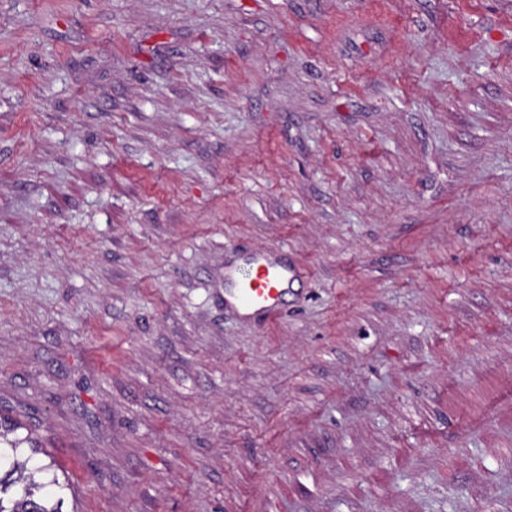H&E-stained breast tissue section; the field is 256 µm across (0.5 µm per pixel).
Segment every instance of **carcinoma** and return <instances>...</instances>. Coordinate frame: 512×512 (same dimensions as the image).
I'll use <instances>...</instances> for the list:
<instances>
[{
  "label": "carcinoma",
  "mask_w": 512,
  "mask_h": 512,
  "mask_svg": "<svg viewBox=\"0 0 512 512\" xmlns=\"http://www.w3.org/2000/svg\"><path fill=\"white\" fill-rule=\"evenodd\" d=\"M14 419H0V512H63L68 484L43 450Z\"/></svg>",
  "instance_id": "cac0c4a2"
}]
</instances>
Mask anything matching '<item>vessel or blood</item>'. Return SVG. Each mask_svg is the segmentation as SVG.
Listing matches in <instances>:
<instances>
[{
    "label": "vessel or blood",
    "mask_w": 512,
    "mask_h": 512,
    "mask_svg": "<svg viewBox=\"0 0 512 512\" xmlns=\"http://www.w3.org/2000/svg\"><path fill=\"white\" fill-rule=\"evenodd\" d=\"M246 262L249 273L241 278L226 276V287L242 312L276 316L293 292L294 268L265 251L251 252Z\"/></svg>",
    "instance_id": "1"
}]
</instances>
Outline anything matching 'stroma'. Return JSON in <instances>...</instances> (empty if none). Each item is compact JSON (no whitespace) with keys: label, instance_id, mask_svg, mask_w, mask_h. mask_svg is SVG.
Instances as JSON below:
<instances>
[{"label":"stroma","instance_id":"stroma-1","mask_svg":"<svg viewBox=\"0 0 512 512\" xmlns=\"http://www.w3.org/2000/svg\"><path fill=\"white\" fill-rule=\"evenodd\" d=\"M0 414L66 512H512V0H0ZM246 262L250 264L249 273L240 279L226 273V287L233 291V298L244 314L276 316L293 293L297 279L294 268L266 251L251 252Z\"/></svg>","mask_w":512,"mask_h":512}]
</instances>
